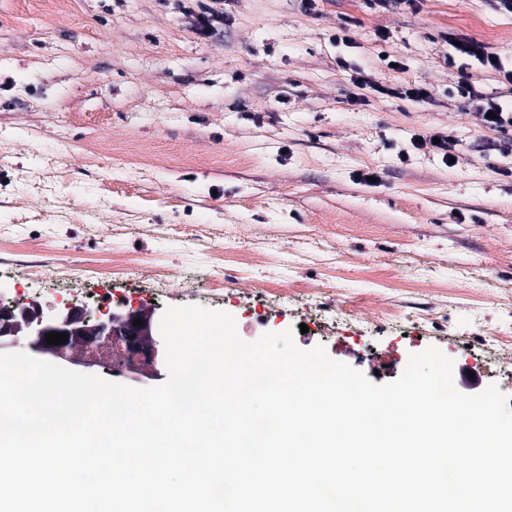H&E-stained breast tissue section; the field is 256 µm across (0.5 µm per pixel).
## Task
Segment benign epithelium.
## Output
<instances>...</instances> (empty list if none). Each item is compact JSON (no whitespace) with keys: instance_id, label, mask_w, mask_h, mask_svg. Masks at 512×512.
I'll return each mask as SVG.
<instances>
[{"instance_id":"benign-epithelium-1","label":"benign epithelium","mask_w":512,"mask_h":512,"mask_svg":"<svg viewBox=\"0 0 512 512\" xmlns=\"http://www.w3.org/2000/svg\"><path fill=\"white\" fill-rule=\"evenodd\" d=\"M136 318L141 319L142 325H133ZM148 320L149 316L142 311H132L125 316L107 312L92 314L72 304L46 315L36 303L23 305L0 299V347L14 343L22 336L33 352L68 360L80 346L83 351L79 364L102 366L114 376L139 382L158 373L154 363L160 342L145 335ZM50 332L68 334L67 342L60 345L47 343L45 337ZM110 343L125 346L122 356L114 362L97 355V349Z\"/></svg>"}]
</instances>
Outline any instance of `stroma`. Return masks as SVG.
Here are the masks:
<instances>
[{
    "mask_svg": "<svg viewBox=\"0 0 512 512\" xmlns=\"http://www.w3.org/2000/svg\"><path fill=\"white\" fill-rule=\"evenodd\" d=\"M510 69L494 0H224L204 41L182 0H0V299L224 310L378 385L434 346L511 395L512 151L462 92L510 106ZM455 41L461 42V46H457L454 42L452 44L453 48L459 55L473 58L483 66L490 67L498 71L501 70L500 61L496 57L488 54L481 42L467 37L460 38Z\"/></svg>",
    "mask_w": 512,
    "mask_h": 512,
    "instance_id": "obj_1",
    "label": "stroma"
}]
</instances>
